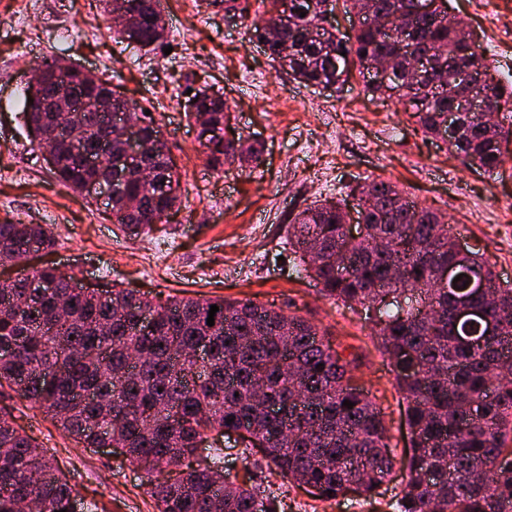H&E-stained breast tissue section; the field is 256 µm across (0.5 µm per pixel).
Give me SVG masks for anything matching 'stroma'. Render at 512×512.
I'll list each match as a JSON object with an SVG mask.
<instances>
[{"label":"stroma","mask_w":512,"mask_h":512,"mask_svg":"<svg viewBox=\"0 0 512 512\" xmlns=\"http://www.w3.org/2000/svg\"><path fill=\"white\" fill-rule=\"evenodd\" d=\"M171 53L117 42L98 0H0V223L52 225L45 259L76 282L134 288L157 300L250 299L310 319L349 361L355 383L380 408L397 458L410 447L406 404L365 307L325 298L297 274L287 227L312 201L383 179L443 214L469 250L512 284V143L496 175L467 165L442 140L423 136L401 105L367 95L359 78L321 91L299 84L252 39L222 0H161ZM479 44L490 72L512 84V0H448ZM47 59H64L111 79L153 113L181 174L177 206L149 236L124 233L103 205L59 183L24 126L23 90ZM220 90L230 124L263 148L258 168L209 167L185 112L187 84ZM17 426L52 454L99 512H157L140 469L113 448H86L44 411L0 391ZM225 455L272 488L286 512H397L404 469L372 500H325L270 474L257 450Z\"/></svg>","instance_id":"1"}]
</instances>
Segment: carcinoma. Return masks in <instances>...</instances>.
I'll list each match as a JSON object with an SVG mask.
<instances>
[{
	"label": "carcinoma",
	"instance_id": "1",
	"mask_svg": "<svg viewBox=\"0 0 512 512\" xmlns=\"http://www.w3.org/2000/svg\"><path fill=\"white\" fill-rule=\"evenodd\" d=\"M137 46L151 51L167 41V28L150 0H123ZM288 15L252 20L264 52L306 87L343 85L357 69L364 90L413 103L404 106L431 137L440 136L454 101L461 69L486 77L482 94L497 111L512 112V88L495 81L474 39L448 19L445 0H348L358 25L346 38L336 28L314 37L337 0H290ZM305 16H300V13ZM406 20V47L392 34ZM428 55L432 66L413 86L407 48ZM346 55H341V52ZM381 54L395 59L392 84L374 81L367 63ZM190 98L206 118L209 136L199 142L214 169L227 163H259L262 150L242 138H225L224 96L201 86ZM138 108L141 164L164 182L157 195L133 171L104 160L95 170L83 150L54 139L56 179L79 192L91 177L112 181V213L124 232L148 235L179 201L180 176L155 118L130 99L112 100L111 112ZM23 118L32 144L47 142L52 113ZM448 148L492 175L505 163L503 143L512 127L457 115ZM363 232L350 235L347 199L317 200L288 225L295 266L321 285L323 295L345 304L377 307L382 347L406 402L410 450L399 512H512V287L472 251H461L448 225L433 210L409 201L391 182L371 180L352 190ZM56 246L46 224L0 223V266H13ZM462 278L443 282L441 272ZM50 284L30 288V280ZM73 277L35 264L0 284V387L7 386L54 419L87 448L116 441L124 457L146 472L157 512H276L264 508L260 490L230 479L218 437L243 431L245 448L262 443L267 466L312 488L322 499L347 494L370 498L395 472L381 413L351 384L347 362L307 319L250 300L172 299L156 304L130 288L80 292ZM216 305L214 325H207ZM478 311L470 320L458 310ZM154 316L144 331L142 313ZM213 348L208 360L193 347ZM354 403L353 408L343 405ZM278 406V414L266 411ZM208 442L205 458L195 448ZM78 503L73 487L33 438L0 408V512H59Z\"/></svg>",
	"mask_w": 512,
	"mask_h": 512
}]
</instances>
